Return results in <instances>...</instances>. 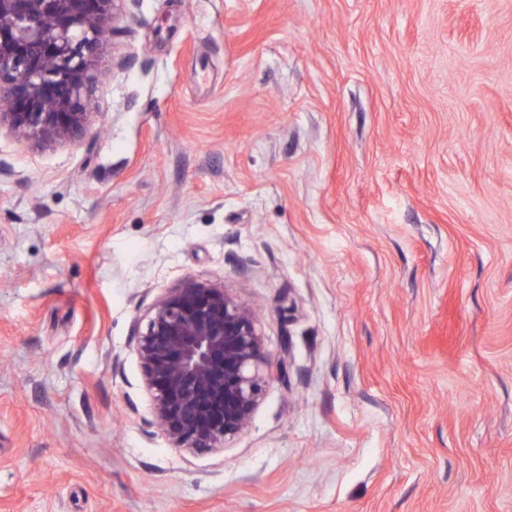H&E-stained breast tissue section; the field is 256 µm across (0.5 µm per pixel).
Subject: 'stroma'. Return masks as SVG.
<instances>
[{
  "instance_id": "35a3bbf8",
  "label": "stroma",
  "mask_w": 512,
  "mask_h": 512,
  "mask_svg": "<svg viewBox=\"0 0 512 512\" xmlns=\"http://www.w3.org/2000/svg\"><path fill=\"white\" fill-rule=\"evenodd\" d=\"M77 144L0 132V512H512V0H125ZM186 278L281 378L220 452L133 326Z\"/></svg>"
}]
</instances>
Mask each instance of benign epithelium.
Here are the masks:
<instances>
[{
    "mask_svg": "<svg viewBox=\"0 0 512 512\" xmlns=\"http://www.w3.org/2000/svg\"><path fill=\"white\" fill-rule=\"evenodd\" d=\"M125 0H0V128L38 144L88 130L96 51ZM136 353L155 427L208 453L245 431L279 374L254 311L224 284L187 278L161 295Z\"/></svg>",
    "mask_w": 512,
    "mask_h": 512,
    "instance_id": "obj_1",
    "label": "benign epithelium"
}]
</instances>
